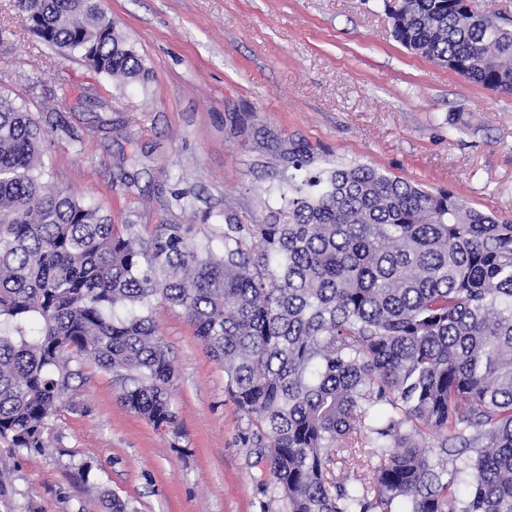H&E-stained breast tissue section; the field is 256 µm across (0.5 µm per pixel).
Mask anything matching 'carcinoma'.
<instances>
[{
  "label": "carcinoma",
  "mask_w": 512,
  "mask_h": 512,
  "mask_svg": "<svg viewBox=\"0 0 512 512\" xmlns=\"http://www.w3.org/2000/svg\"><path fill=\"white\" fill-rule=\"evenodd\" d=\"M97 74L142 58L98 0H19ZM394 35L512 93V27L479 0H402ZM41 128L0 96V440L41 452L91 361L158 428L174 366L151 314L181 308L257 427L288 512H512V219L369 165L301 172L269 224L122 227L42 181ZM361 453L367 472L326 487Z\"/></svg>",
  "instance_id": "cac0c4a2"
}]
</instances>
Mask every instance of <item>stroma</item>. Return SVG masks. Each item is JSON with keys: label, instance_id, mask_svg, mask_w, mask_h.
<instances>
[{"label": "stroma", "instance_id": "stroma-1", "mask_svg": "<svg viewBox=\"0 0 512 512\" xmlns=\"http://www.w3.org/2000/svg\"><path fill=\"white\" fill-rule=\"evenodd\" d=\"M149 77L90 71L0 0V96L41 124L45 182L121 224H190L228 212L265 224L289 149L311 170L368 164L512 219V95L466 81L402 46L384 0H107ZM57 115L60 129L45 125ZM138 153L135 183L112 180ZM152 316L175 367L174 427L155 429L92 363L75 380L45 452L0 446L12 512H288L265 488L256 429L180 308ZM91 462L88 477L80 467Z\"/></svg>", "mask_w": 512, "mask_h": 512}]
</instances>
